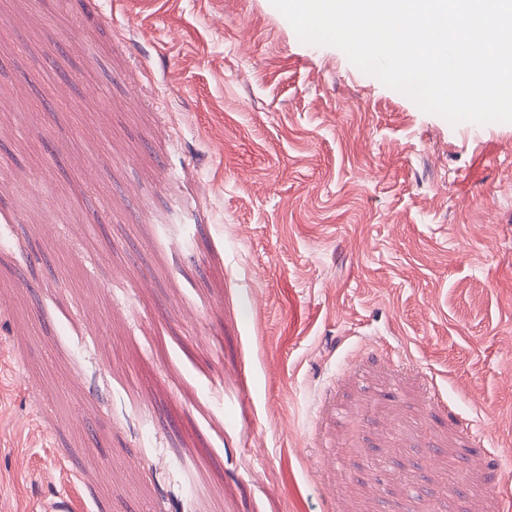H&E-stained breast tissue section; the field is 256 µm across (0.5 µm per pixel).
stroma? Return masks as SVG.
<instances>
[{"label": "stroma", "instance_id": "35a3bbf8", "mask_svg": "<svg viewBox=\"0 0 512 512\" xmlns=\"http://www.w3.org/2000/svg\"><path fill=\"white\" fill-rule=\"evenodd\" d=\"M0 92V512H512V123L271 0H0Z\"/></svg>", "mask_w": 512, "mask_h": 512}]
</instances>
